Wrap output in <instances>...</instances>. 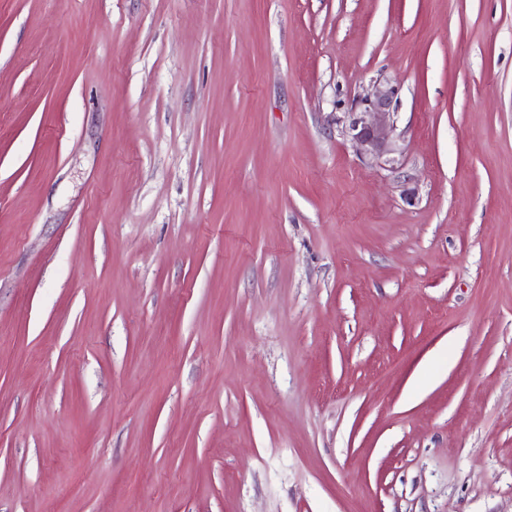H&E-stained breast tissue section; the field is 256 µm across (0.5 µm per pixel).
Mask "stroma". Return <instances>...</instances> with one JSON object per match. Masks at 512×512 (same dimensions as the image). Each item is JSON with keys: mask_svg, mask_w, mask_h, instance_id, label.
Returning a JSON list of instances; mask_svg holds the SVG:
<instances>
[{"mask_svg": "<svg viewBox=\"0 0 512 512\" xmlns=\"http://www.w3.org/2000/svg\"><path fill=\"white\" fill-rule=\"evenodd\" d=\"M0 512H512V0H0ZM398 95V87L389 82L376 80L372 89L358 96L351 112H341L336 123L342 124V132L354 144L357 152L377 164L392 163L400 149L399 135L392 105Z\"/></svg>", "mask_w": 512, "mask_h": 512, "instance_id": "35a3bbf8", "label": "stroma"}]
</instances>
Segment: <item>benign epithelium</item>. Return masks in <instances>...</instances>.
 Returning a JSON list of instances; mask_svg holds the SVG:
<instances>
[{"instance_id": "1", "label": "benign epithelium", "mask_w": 512, "mask_h": 512, "mask_svg": "<svg viewBox=\"0 0 512 512\" xmlns=\"http://www.w3.org/2000/svg\"><path fill=\"white\" fill-rule=\"evenodd\" d=\"M397 95V86L377 80L371 90L358 96L351 111L336 118L357 152L377 164L396 161L394 154L399 151L392 110Z\"/></svg>"}]
</instances>
